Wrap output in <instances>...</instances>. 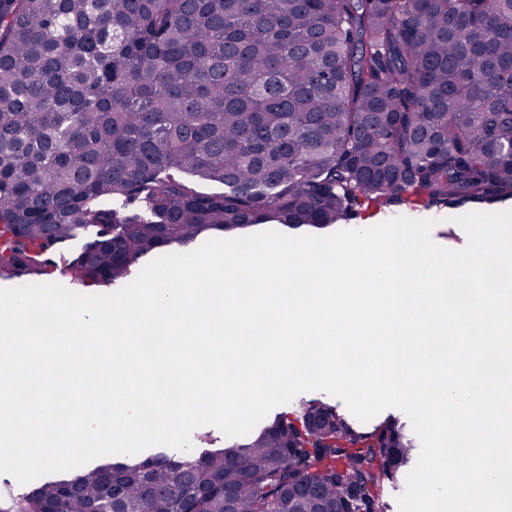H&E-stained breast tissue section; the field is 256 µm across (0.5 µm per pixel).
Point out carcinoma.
<instances>
[{"label":"carcinoma","mask_w":512,"mask_h":512,"mask_svg":"<svg viewBox=\"0 0 512 512\" xmlns=\"http://www.w3.org/2000/svg\"><path fill=\"white\" fill-rule=\"evenodd\" d=\"M510 198L512 0H0V277L108 287L207 233ZM414 451L393 417L361 431L313 401L26 498L379 512ZM227 438L231 437L226 436L217 427L206 425L197 428L192 433V448L190 450L184 451L168 446L156 445L145 448L142 451L131 456L145 457L150 454H154L158 451H165L169 454L190 455L198 457L207 450L214 448H222L224 446V440Z\"/></svg>","instance_id":"1"}]
</instances>
